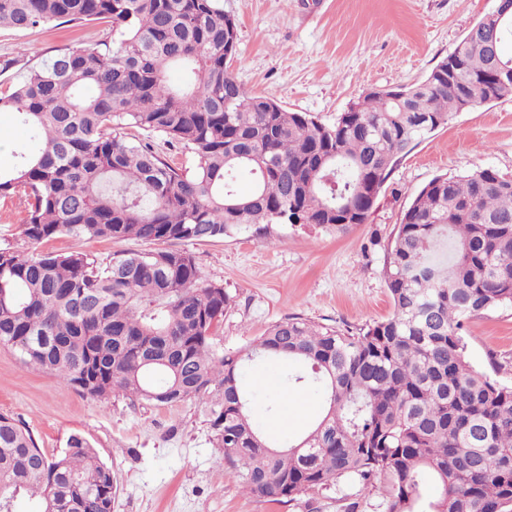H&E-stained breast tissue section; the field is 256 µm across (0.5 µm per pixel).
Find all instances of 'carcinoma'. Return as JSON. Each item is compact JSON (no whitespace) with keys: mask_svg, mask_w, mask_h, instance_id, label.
I'll list each match as a JSON object with an SVG mask.
<instances>
[{"mask_svg":"<svg viewBox=\"0 0 512 512\" xmlns=\"http://www.w3.org/2000/svg\"><path fill=\"white\" fill-rule=\"evenodd\" d=\"M105 22L112 37L39 66L0 55V90L31 144L0 168V199L22 193V234L157 244L106 258L0 247V345L99 401L122 395L205 406L220 463L274 502L344 481L384 491L385 512H512V385L476 369L463 321L512 308V178L492 168L426 183L391 235V315L356 332L287 317L226 352L232 305L194 256L165 247L270 224L338 233L369 219L400 158L453 112L512 97V14L478 20L427 77L374 89L325 125L248 92L230 72L237 24L223 0H0V28ZM188 150L173 167L123 129ZM247 172L254 187L240 193ZM261 361L313 390L321 412L295 442L270 439L242 370ZM0 512H112V471L76 432L48 456L0 414Z\"/></svg>","mask_w":512,"mask_h":512,"instance_id":"obj_1","label":"carcinoma"}]
</instances>
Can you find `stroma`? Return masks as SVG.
Instances as JSON below:
<instances>
[{"label":"stroma","mask_w":512,"mask_h":512,"mask_svg":"<svg viewBox=\"0 0 512 512\" xmlns=\"http://www.w3.org/2000/svg\"><path fill=\"white\" fill-rule=\"evenodd\" d=\"M496 0H224L238 25L231 72L250 92L323 124L370 89L412 86L453 51ZM107 24L0 29V54L42 64L57 49L109 39ZM493 168L512 177V98L453 113L394 167L364 224L333 233L307 225H272L267 235L246 229L212 241L187 242L205 279L233 299L216 332L227 351L243 347L272 323L301 317L356 329L392 312L384 247L416 193L438 175ZM20 196L0 199V246L30 254L83 251L104 258L149 242L59 236L27 243ZM467 356L479 370L512 385V308L468 319ZM0 413L31 431L47 454L82 433L112 471V512H385L381 489L344 482L271 503L242 490L218 462L203 405H150L116 396H83L0 345Z\"/></svg>","instance_id":"stroma-1"}]
</instances>
